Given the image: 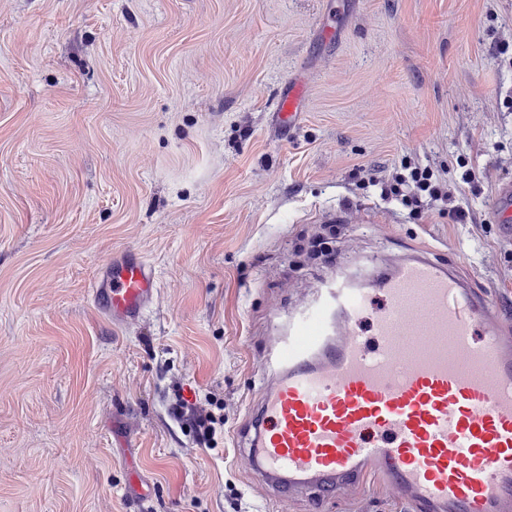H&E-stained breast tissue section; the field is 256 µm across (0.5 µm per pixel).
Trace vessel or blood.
<instances>
[{"instance_id":"b4317fda","label":"vessel or blood","mask_w":512,"mask_h":512,"mask_svg":"<svg viewBox=\"0 0 512 512\" xmlns=\"http://www.w3.org/2000/svg\"><path fill=\"white\" fill-rule=\"evenodd\" d=\"M288 87L280 121L302 111ZM496 223L512 222V184ZM155 271L131 258L94 281L93 306L140 317ZM248 429L253 472L287 496L322 501L381 473L410 512H512V334L455 265L416 253L361 287L342 280L273 337Z\"/></svg>"}]
</instances>
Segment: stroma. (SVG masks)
Returning <instances> with one entry per match:
<instances>
[{
  "instance_id": "obj_1",
  "label": "stroma",
  "mask_w": 512,
  "mask_h": 512,
  "mask_svg": "<svg viewBox=\"0 0 512 512\" xmlns=\"http://www.w3.org/2000/svg\"><path fill=\"white\" fill-rule=\"evenodd\" d=\"M406 159L453 203L411 215L354 175ZM505 180L512 0H0V512H407L381 482L318 507L262 486L258 368L315 289L416 250L512 323ZM134 255L157 290L114 322L87 288ZM177 391L223 401L217 447ZM303 100L304 95L300 86H288L279 98L276 109L277 118L282 122L288 121V125L294 123L302 112ZM493 218L497 224H510L512 222V184L504 182L499 185L493 204ZM200 404L189 402L183 398L180 392L175 393V402L172 407L176 417L183 425L191 427L199 443L208 448L216 447L218 436L224 435V413L220 407H215L218 412L208 410L203 414Z\"/></svg>"
}]
</instances>
